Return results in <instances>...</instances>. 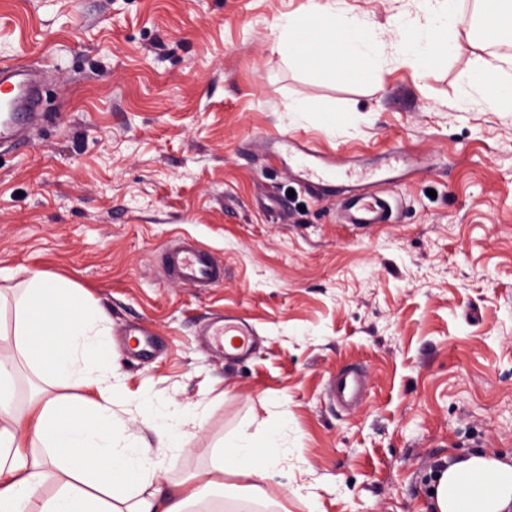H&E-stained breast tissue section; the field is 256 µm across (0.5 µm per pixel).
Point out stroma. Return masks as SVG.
<instances>
[{"mask_svg":"<svg viewBox=\"0 0 512 512\" xmlns=\"http://www.w3.org/2000/svg\"><path fill=\"white\" fill-rule=\"evenodd\" d=\"M307 2L0 0V63L50 87L29 145L0 149V287L39 271L106 310L116 415L141 434L151 409L185 421L168 478L275 429L289 512H426L437 470L512 458V111L467 84L498 43L419 70L394 33L417 0H336L384 47L327 74L275 48ZM266 134L346 163L394 222L343 223L339 196L256 147ZM395 144L414 166L391 184ZM176 235L223 263V285L158 275ZM219 316L253 327L251 353L201 342ZM355 364L368 391L342 409L328 380Z\"/></svg>","mask_w":512,"mask_h":512,"instance_id":"35a3bbf8","label":"stroma"}]
</instances>
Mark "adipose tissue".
<instances>
[{
    "label": "adipose tissue",
    "mask_w": 512,
    "mask_h": 512,
    "mask_svg": "<svg viewBox=\"0 0 512 512\" xmlns=\"http://www.w3.org/2000/svg\"><path fill=\"white\" fill-rule=\"evenodd\" d=\"M425 22L400 28L399 46L417 68L436 62L462 33L452 0H421ZM381 40L364 19L337 13L335 0H308L304 17L285 23L278 49L288 60L312 61L326 71L337 62L376 57ZM470 82L494 88L490 107L512 110V61L481 59ZM12 323L0 328L47 380L24 412L12 407L8 387L14 359L0 351V512H193L225 478L251 480L253 496L288 494L275 469L286 453L275 432L261 443L247 434L218 446L203 481L166 482L158 459L181 447L173 427L146 415L155 442L128 431L113 416V368L95 353L110 318L67 281L31 272L11 295ZM430 512H512V464L476 452L445 468L431 495Z\"/></svg>",
    "instance_id": "adipose-tissue-1"
}]
</instances>
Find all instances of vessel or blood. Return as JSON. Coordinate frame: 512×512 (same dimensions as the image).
I'll list each match as a JSON object with an SVG mask.
<instances>
[{"label":"vessel or blood","instance_id":"obj_1","mask_svg":"<svg viewBox=\"0 0 512 512\" xmlns=\"http://www.w3.org/2000/svg\"><path fill=\"white\" fill-rule=\"evenodd\" d=\"M12 84L13 93L0 100V143L11 141L23 144L24 129L40 119L39 91L30 80H22L15 65H0V85ZM266 148L284 153L299 176L319 192H334L342 197V218L348 224H387L392 217V205L386 198L361 191L336 178L337 163L319 153L307 142L280 135L264 139ZM161 273L165 278L198 287H215L224 282V269L206 250L187 238L177 236L164 251ZM207 334L208 343L215 350H223V337H231L233 349L252 350L253 329L241 321L222 318L212 323ZM364 390V379L359 372L347 370L329 380V394L341 405H349Z\"/></svg>","mask_w":512,"mask_h":512}]
</instances>
